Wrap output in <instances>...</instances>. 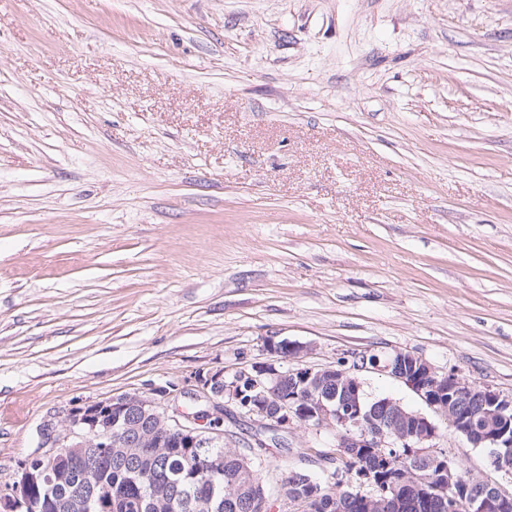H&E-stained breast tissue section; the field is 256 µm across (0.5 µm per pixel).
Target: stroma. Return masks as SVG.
I'll return each instance as SVG.
<instances>
[{"mask_svg": "<svg viewBox=\"0 0 512 512\" xmlns=\"http://www.w3.org/2000/svg\"><path fill=\"white\" fill-rule=\"evenodd\" d=\"M283 339L512 396V0H0V488L74 405L192 415ZM277 440L273 501L336 433Z\"/></svg>", "mask_w": 512, "mask_h": 512, "instance_id": "35a3bbf8", "label": "stroma"}]
</instances>
